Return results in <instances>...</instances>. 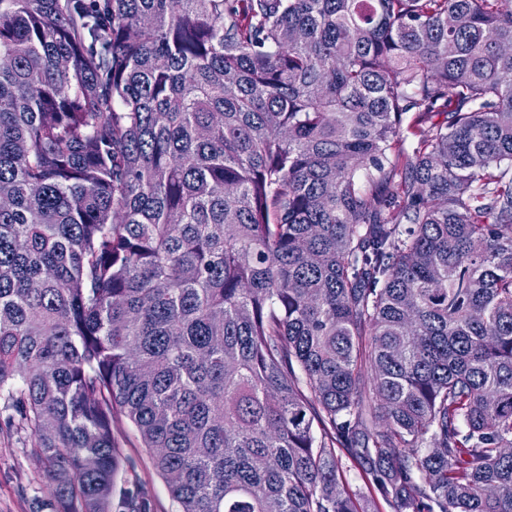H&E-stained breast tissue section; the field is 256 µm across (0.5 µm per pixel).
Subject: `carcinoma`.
<instances>
[{"mask_svg":"<svg viewBox=\"0 0 512 512\" xmlns=\"http://www.w3.org/2000/svg\"><path fill=\"white\" fill-rule=\"evenodd\" d=\"M509 45L512 0H0V430L51 512H152L119 414L177 512H367L345 458L512 512ZM113 429L125 461L117 479V491L120 487L135 483L148 495L155 512H176V503L155 470L150 454L142 448L131 423L118 416Z\"/></svg>","mask_w":512,"mask_h":512,"instance_id":"1","label":"carcinoma"}]
</instances>
